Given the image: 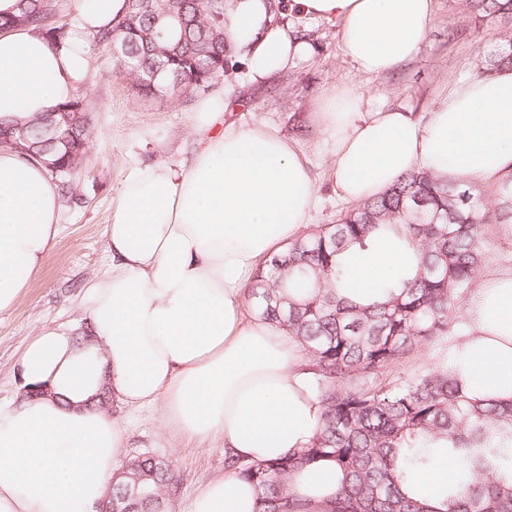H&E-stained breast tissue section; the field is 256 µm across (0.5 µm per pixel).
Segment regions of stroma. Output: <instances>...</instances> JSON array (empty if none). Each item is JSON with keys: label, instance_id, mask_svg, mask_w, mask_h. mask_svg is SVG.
I'll use <instances>...</instances> for the list:
<instances>
[{"label": "stroma", "instance_id": "35a3bbf8", "mask_svg": "<svg viewBox=\"0 0 512 512\" xmlns=\"http://www.w3.org/2000/svg\"><path fill=\"white\" fill-rule=\"evenodd\" d=\"M471 25L465 0H435V15L419 53L384 76L357 71L345 56L335 27L300 21L296 27L309 42V57L288 71L253 84L242 64H235L219 86L243 103L230 113L242 124H267L305 149L319 183L320 207L312 224L335 223L346 205L336 198L327 174L330 145L315 124L313 112L323 92L339 85L364 91V109H399L414 116L433 111L453 82L478 75L484 59L498 46L502 29L487 24L477 36L451 39L453 28ZM96 112L89 144L73 173L76 198L60 205V232L27 288L10 309L0 312V403L24 394L16 365L26 344L46 330L86 331L84 286L110 269L104 228L113 202L127 176L137 167L161 157L190 159L193 112L210 89L146 98L138 95L119 61L91 48L82 85ZM112 413L128 433L122 460L149 454L172 466L175 492L165 512H187L202 484L224 471L219 443L201 445L164 428L159 410L114 405Z\"/></svg>", "mask_w": 512, "mask_h": 512}]
</instances>
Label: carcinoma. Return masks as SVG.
I'll list each match as a JSON object with an SVG mask.
<instances>
[{"label":"carcinoma","instance_id":"carcinoma-1","mask_svg":"<svg viewBox=\"0 0 512 512\" xmlns=\"http://www.w3.org/2000/svg\"><path fill=\"white\" fill-rule=\"evenodd\" d=\"M481 20L512 25V0H467ZM224 0H128L124 21L98 31L92 43L115 56L143 96L208 88L224 77L231 46L224 40ZM0 26L30 28L52 40L72 31L69 0H16ZM512 67V33L501 36L486 70ZM95 109L78 95L50 112L1 122L0 135L23 138L28 159L60 161L51 176L71 192ZM484 193L424 171H413L381 197L340 213L334 224L308 230L262 269L251 285L254 311L295 337L310 371L309 390L322 408L307 447L255 464L231 457L225 467L253 484L256 512H306L290 480L322 460L343 479L325 512H512V483L494 472L499 449L512 448V400H470L442 363L406 378L396 374L414 351L451 335L460 299L483 264L485 226L512 224V173ZM387 238L412 251L415 262L365 297L356 269L371 245ZM461 457L463 492L433 507L403 487L406 465L426 469L437 449ZM174 488L170 465L139 456L112 484L120 512H163Z\"/></svg>","mask_w":512,"mask_h":512}]
</instances>
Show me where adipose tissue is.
Returning <instances> with one entry per match:
<instances>
[{
  "instance_id": "ef3b65f1",
  "label": "adipose tissue",
  "mask_w": 512,
  "mask_h": 512,
  "mask_svg": "<svg viewBox=\"0 0 512 512\" xmlns=\"http://www.w3.org/2000/svg\"><path fill=\"white\" fill-rule=\"evenodd\" d=\"M126 0H74L70 38L0 32V120L49 112L73 99L89 38L113 25ZM299 18L335 25L346 57L374 76L394 72L422 46L435 0H291ZM252 82L293 67L307 43L278 22L268 0H229L225 26ZM362 95L335 89L314 119L332 143L328 170L339 198L369 201L413 170L493 182L512 171V68L456 82L423 118L365 112ZM228 102H199L203 136L189 163L154 161L125 180L104 232L110 273L85 290L87 338L49 330L18 361L39 397L0 405V512H93L106 498L125 430L107 395L160 408L167 424L225 454L270 463L305 448L321 408L308 390L299 345L249 315L244 287L300 237L320 197L308 156L269 125L213 126ZM59 191L49 172L0 149V311L27 288L59 232ZM407 256L376 249L358 270L366 287L398 274ZM461 313L467 329L448 369L469 398H512V270L483 278ZM462 467L440 454L407 483L431 501L456 487ZM342 474L322 462L297 472L291 492L323 512ZM253 486L235 472L201 485L188 512H256Z\"/></svg>"
}]
</instances>
